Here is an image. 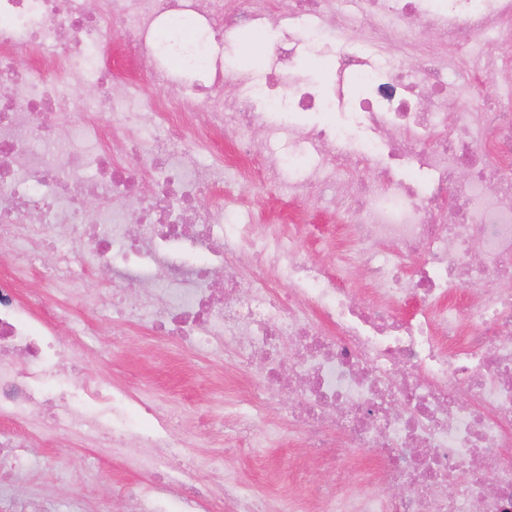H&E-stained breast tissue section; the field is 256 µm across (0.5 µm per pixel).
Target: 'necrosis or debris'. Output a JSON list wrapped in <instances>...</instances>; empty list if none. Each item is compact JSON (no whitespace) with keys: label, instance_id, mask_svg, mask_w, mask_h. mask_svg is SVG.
<instances>
[{"label":"necrosis or debris","instance_id":"4bbe7bcc","mask_svg":"<svg viewBox=\"0 0 512 512\" xmlns=\"http://www.w3.org/2000/svg\"><path fill=\"white\" fill-rule=\"evenodd\" d=\"M341 16L370 19L382 34L429 22L447 38L448 60H400L388 73L379 58L345 54L322 89L287 80L306 45L342 40ZM186 17L205 22L213 37L188 47L178 65L160 50L159 28ZM288 21L301 32L272 43L264 82L225 101L231 35ZM114 29L123 55L147 61L180 94L148 105L112 92L111 65L93 67L88 58L102 32ZM496 43H512V0H288L275 16L228 13L221 0H0V86L20 89L0 95V245L25 249L43 289L71 280L70 265L85 266L80 244L97 263L122 261L143 292L128 321L192 350L224 340L257 365L261 389L293 394L295 404L278 402L279 415L336 474L315 512H512V56L492 52ZM21 51L33 58L24 69L13 63ZM88 80L107 90L91 111L137 125L131 147L141 168L116 160L94 120L50 126L69 86ZM149 113L164 115L159 131ZM188 126L206 139L235 129L247 158L256 154L247 132L263 127L257 175L278 179L291 199L337 183L355 216L341 227L351 245L346 261L367 266L375 301L357 297L342 273L312 263L276 233L256 256L274 265L288 295L246 287L227 257L252 227L228 233L236 211L199 209L201 195L232 180L227 167L201 164L187 148ZM283 136L295 146L286 156L273 148ZM411 160L429 174L425 189L395 176ZM367 165L376 172L370 182L359 177ZM89 168L94 179L81 181ZM145 168L158 178L141 194ZM131 221L139 226L134 246ZM377 241L386 249L374 250ZM181 244L198 249L201 261L172 265L167 250ZM415 257L420 264L405 277L404 262ZM488 279L501 288L483 289ZM473 284L477 295L457 304L455 294ZM409 296L417 309L397 318ZM41 306V291L22 294L19 277L0 270V490L27 467L29 448L47 441L34 419L50 415L161 480L158 493L121 489L126 512H169L174 499L181 512H217L223 503L230 512H281L239 481L214 488V462L174 465L184 445L172 437L173 417L142 394L107 393L84 375L72 379L71 393L56 392L48 355L67 354L55 326L68 310L60 304L44 318ZM134 410L152 424L131 448L122 435ZM347 448L369 460L356 488ZM381 484L404 493L380 495Z\"/></svg>","mask_w":512,"mask_h":512}]
</instances>
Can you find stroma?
<instances>
[{
	"label": "stroma",
	"mask_w": 512,
	"mask_h": 512,
	"mask_svg": "<svg viewBox=\"0 0 512 512\" xmlns=\"http://www.w3.org/2000/svg\"><path fill=\"white\" fill-rule=\"evenodd\" d=\"M370 21L358 24L351 37L341 43L319 44L306 51L296 65L295 77L311 85H324L332 59L339 50L360 54L373 53ZM276 32L243 31L226 55L237 73V80L224 84V97L231 100L248 92L239 84L241 76L260 82L270 63L269 48ZM391 52L404 54L407 60L433 53L447 59L448 44L427 24H419L416 35L393 34L389 37ZM96 58L107 59L113 68L134 76L136 95L145 102L175 94V87L153 83L141 61L124 58L115 50L113 37L102 36ZM240 186L251 204L244 223L254 225L255 233L241 239L236 257L243 281H251L254 273L252 250L261 233L288 232L295 209L294 203L281 196L279 190L249 179ZM335 192L325 189L307 204L310 232L301 240L303 255L326 268H335L336 254L322 248L319 239L329 226L343 224L345 218L336 212L332 200ZM121 268L90 265L78 289L61 284L57 299L68 304L72 314L97 319L98 333L89 337L94 346L108 350L106 360L86 357L79 368L96 375L103 386H130L169 409L176 417L175 435L193 442L195 461L223 459V476L238 479L257 493L278 499L301 492L306 503L327 491L332 476L320 463L313 448L294 429H284L281 438L263 448V465H254L242 449L223 444L224 403L255 394L259 381L252 367L238 365L222 352H189L184 348L151 334L144 326L114 318L109 303L111 288L122 287ZM70 361L53 362L52 370L60 388L68 387L74 368ZM208 413L209 426H202L200 413ZM31 472L22 474L15 487L0 497V512H125L124 501L114 491L122 485L151 484L146 473L128 468L111 449L92 448L84 432L76 427L58 424L48 443L29 451ZM50 460L51 469H41L42 460Z\"/></svg>",
	"instance_id": "stroma-1"
}]
</instances>
